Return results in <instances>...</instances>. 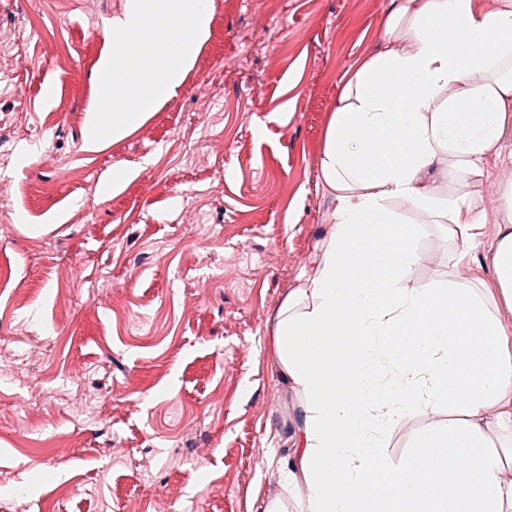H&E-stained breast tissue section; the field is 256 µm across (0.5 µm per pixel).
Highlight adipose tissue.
Instances as JSON below:
<instances>
[{
	"label": "adipose tissue",
	"mask_w": 512,
	"mask_h": 512,
	"mask_svg": "<svg viewBox=\"0 0 512 512\" xmlns=\"http://www.w3.org/2000/svg\"><path fill=\"white\" fill-rule=\"evenodd\" d=\"M512 0H390L380 45L353 65L332 113L320 172L334 207L328 241L305 287L276 316L278 360L305 394L290 485L301 512H512V480L488 435L512 432V325L456 277L415 288L417 229L396 201L447 222L473 242L464 199L424 176L440 158L469 174L512 122ZM491 245L500 300L512 309V187ZM410 333L405 356L389 337ZM448 408L426 432L421 462L394 464V426ZM426 467L443 491L426 503Z\"/></svg>",
	"instance_id": "adipose-tissue-1"
}]
</instances>
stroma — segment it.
<instances>
[{
	"mask_svg": "<svg viewBox=\"0 0 512 512\" xmlns=\"http://www.w3.org/2000/svg\"><path fill=\"white\" fill-rule=\"evenodd\" d=\"M123 4L0 0V512L16 494L29 512H299L285 474L305 396L280 371L275 315L328 237L325 131L390 0H213L178 95L89 151ZM115 168L134 175L98 199ZM481 169L443 160L429 179L465 197L474 243L401 208L419 230L409 285L491 282L512 125ZM447 426L413 414L389 458Z\"/></svg>",
	"mask_w": 512,
	"mask_h": 512,
	"instance_id": "stroma-1",
	"label": "stroma"
}]
</instances>
